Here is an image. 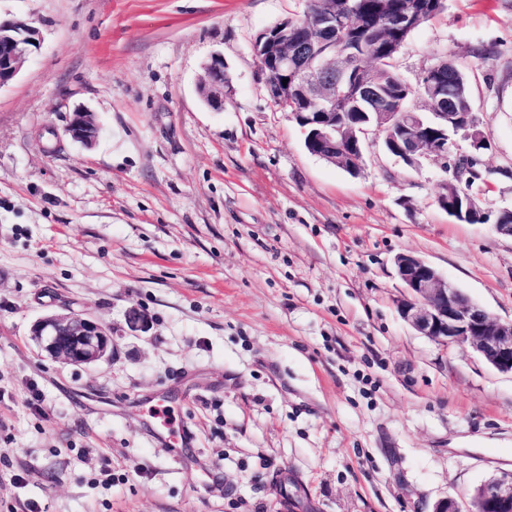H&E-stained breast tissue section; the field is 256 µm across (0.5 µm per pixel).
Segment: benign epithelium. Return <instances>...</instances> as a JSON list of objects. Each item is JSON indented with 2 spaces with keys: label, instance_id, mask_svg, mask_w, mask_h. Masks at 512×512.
I'll return each instance as SVG.
<instances>
[{
  "label": "benign epithelium",
  "instance_id": "7a95c632",
  "mask_svg": "<svg viewBox=\"0 0 512 512\" xmlns=\"http://www.w3.org/2000/svg\"><path fill=\"white\" fill-rule=\"evenodd\" d=\"M434 2L407 0L399 5L395 19V39L383 43L379 52L393 55L401 50V38L424 23ZM313 27L283 19L261 34L252 45L253 55L266 75L271 101L292 105V118L309 127L305 139L308 152L350 173L360 170L365 138L369 130L343 119L345 106L374 98L378 78L366 65L371 54L364 49L335 52L336 40L349 31L354 19L352 0H311ZM315 29L318 36L310 35ZM38 40V30L17 18H0V88L11 83L20 72ZM199 92L214 110L224 108L231 93V79L224 57L214 54L203 67ZM416 98L425 108L448 122L457 109L447 106L448 80L443 66L426 67L416 84ZM371 127L386 133L388 153L411 167L424 157L448 159V132L426 131L414 112H373ZM99 132L93 115L73 114L69 133L73 140L92 145ZM477 152L486 144L475 113H469L467 125L455 129ZM438 205L457 219L465 211L479 207L469 197L448 205V194L438 197ZM405 293L397 301L401 318L416 332L443 345L471 347L501 372L512 373V322L504 323L471 301L448 283L439 272L420 257L400 253L394 259ZM37 348L55 361L89 368L112 358V330L98 320L74 310L53 312L38 318L31 329ZM468 512H512V472H504L479 485L471 498Z\"/></svg>",
  "mask_w": 512,
  "mask_h": 512
}]
</instances>
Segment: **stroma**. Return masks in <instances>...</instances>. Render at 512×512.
<instances>
[{"label":"stroma","instance_id":"1","mask_svg":"<svg viewBox=\"0 0 512 512\" xmlns=\"http://www.w3.org/2000/svg\"><path fill=\"white\" fill-rule=\"evenodd\" d=\"M305 0H0L39 46L0 88V512H432L512 471V375L400 317L411 253L512 322V0H447L396 59L468 74L486 222L444 163L370 135L358 175L311 155L252 45ZM222 54L223 110L198 92ZM94 113L97 143L74 141ZM111 327L110 361L41 354L33 323ZM145 330L127 326L130 310ZM192 441L172 458L149 406ZM110 470L104 483L102 470ZM99 132V127L91 112H74L69 133L73 140L85 146H91Z\"/></svg>","mask_w":512,"mask_h":512}]
</instances>
